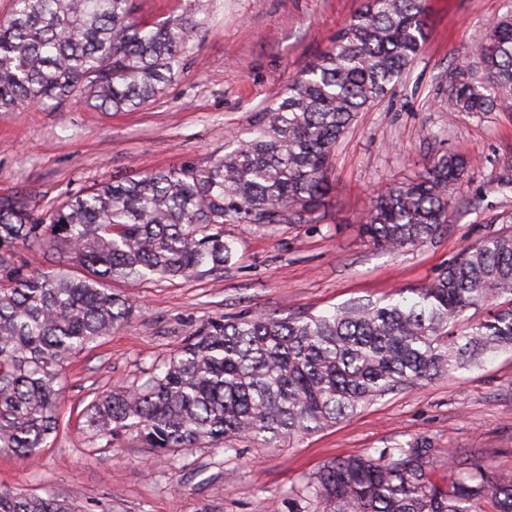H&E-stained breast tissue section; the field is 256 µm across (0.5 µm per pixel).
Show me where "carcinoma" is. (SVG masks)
<instances>
[{
	"instance_id": "carcinoma-1",
	"label": "carcinoma",
	"mask_w": 512,
	"mask_h": 512,
	"mask_svg": "<svg viewBox=\"0 0 512 512\" xmlns=\"http://www.w3.org/2000/svg\"><path fill=\"white\" fill-rule=\"evenodd\" d=\"M426 0H364L332 47L265 109L262 123L199 168L184 164L78 190L45 212L0 196V452L32 460L60 425L59 367L127 324L137 305L112 279L218 274L235 257L226 224L306 223L325 207L336 144L383 100L426 40ZM193 20L147 25L133 0H14L0 22V112L92 107L136 110L171 80L190 50ZM477 80L451 77L452 112H512V10L473 52ZM470 161L433 159L426 172L379 190L364 232L388 250L416 246L448 223V189ZM20 246L61 247L87 274L15 266ZM486 319L453 331L467 310ZM512 351V234L461 256L416 298L348 303L325 314L210 321L133 388L98 395L84 425L138 433L149 448L247 438L272 445L332 426L374 400ZM437 449L421 437L327 462L305 485L327 512H512V471L473 455L437 478ZM0 512H72L52 495L0 486Z\"/></svg>"
}]
</instances>
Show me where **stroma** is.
<instances>
[{
  "label": "stroma",
  "instance_id": "35a3bbf8",
  "mask_svg": "<svg viewBox=\"0 0 512 512\" xmlns=\"http://www.w3.org/2000/svg\"><path fill=\"white\" fill-rule=\"evenodd\" d=\"M362 0H135L161 21L194 14L193 49L162 93L132 112L72 98L0 112V195L40 211L116 177L203 168L247 137L288 81L326 52ZM512 0H427L428 34L392 94L359 113L328 173L325 215L303 224H228L236 256L217 276L154 279L131 290L127 325L63 364V426L35 462L0 453V486L52 494L77 512H321L305 483L328 459L430 438L441 460L476 451L512 470V352L378 398L335 426L274 446L178 448L160 455L136 432L105 439L83 425L95 395L136 386L208 321L320 314L345 303L413 297L468 247L512 234V113L452 112L448 76ZM444 154L470 159L450 188L447 224L399 252L361 233L375 191L422 175Z\"/></svg>",
  "mask_w": 512,
  "mask_h": 512
}]
</instances>
